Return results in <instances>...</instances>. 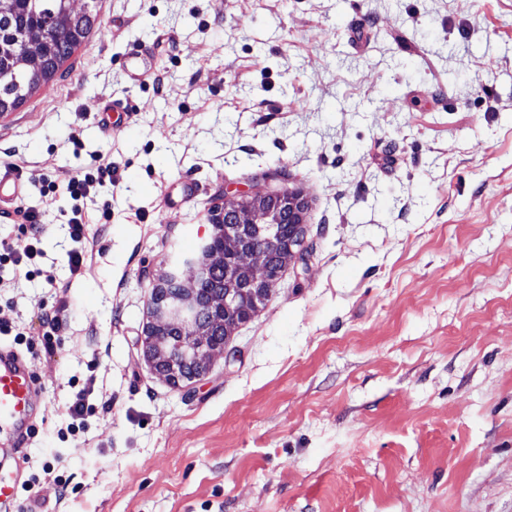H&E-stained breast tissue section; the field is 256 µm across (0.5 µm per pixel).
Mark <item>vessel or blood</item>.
Returning <instances> with one entry per match:
<instances>
[{
    "label": "vessel or blood",
    "mask_w": 512,
    "mask_h": 512,
    "mask_svg": "<svg viewBox=\"0 0 512 512\" xmlns=\"http://www.w3.org/2000/svg\"><path fill=\"white\" fill-rule=\"evenodd\" d=\"M152 51L139 46L126 52L124 68L136 80L150 74ZM28 179L23 170L0 168V202L15 200L25 194ZM40 386L33 364L18 355L0 350V438L16 441L29 426L32 396Z\"/></svg>",
    "instance_id": "b4317fda"
}]
</instances>
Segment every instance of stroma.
<instances>
[{"label":"stroma","mask_w":512,"mask_h":512,"mask_svg":"<svg viewBox=\"0 0 512 512\" xmlns=\"http://www.w3.org/2000/svg\"><path fill=\"white\" fill-rule=\"evenodd\" d=\"M97 9L63 76L0 115V162L29 180L5 208L43 231L40 275H0V341L23 332L42 383L32 495L51 512H512V0ZM134 45L162 89L122 67ZM106 162L115 183L72 201L68 180ZM287 187L308 202L305 261L205 378L170 384L141 343L154 278L225 190ZM72 215L68 220L69 235L71 240L78 244V246L69 251L68 262L71 273L76 274L86 263L89 255L85 246L87 241L85 234L87 222L77 204L72 208Z\"/></svg>","instance_id":"35a3bbf8"}]
</instances>
